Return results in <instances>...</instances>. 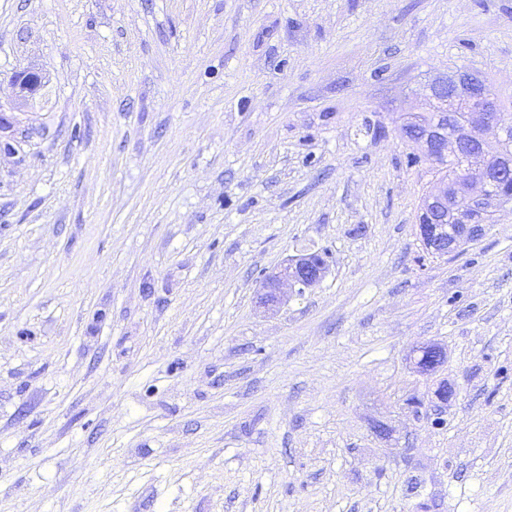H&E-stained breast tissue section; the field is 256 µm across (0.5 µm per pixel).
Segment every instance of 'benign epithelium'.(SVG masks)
<instances>
[{
	"mask_svg": "<svg viewBox=\"0 0 512 512\" xmlns=\"http://www.w3.org/2000/svg\"><path fill=\"white\" fill-rule=\"evenodd\" d=\"M42 76L37 70L18 73L12 79L18 94L31 96L39 89ZM430 98L446 106L444 121L421 128L407 125L405 137L418 144L421 154L438 165L450 155L467 160L483 154L485 132L490 128L501 132L505 124L485 84L471 75L439 78L430 87ZM512 181V159L499 160L493 166H481L463 177L448 195V185L434 184L420 209L418 232L424 249L432 255H447L461 250L483 235L484 225L473 223L472 214L488 208L487 190L493 181ZM458 222L455 232L448 233V211ZM327 266L314 254L288 260L277 271L266 276L258 294V303L275 306L281 302V285L288 282L300 289L314 288L325 278Z\"/></svg>",
	"mask_w": 512,
	"mask_h": 512,
	"instance_id": "7a95c632",
	"label": "benign epithelium"
}]
</instances>
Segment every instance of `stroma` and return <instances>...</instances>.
Here are the masks:
<instances>
[{
	"instance_id": "35a3bbf8",
	"label": "stroma",
	"mask_w": 512,
	"mask_h": 512,
	"mask_svg": "<svg viewBox=\"0 0 512 512\" xmlns=\"http://www.w3.org/2000/svg\"><path fill=\"white\" fill-rule=\"evenodd\" d=\"M460 72L512 0H0V512H512V210L426 253L402 133ZM327 266L314 254H304L288 260L278 271L268 274L261 285L258 303L263 306H275L281 302V285L288 282L298 288H314L325 278Z\"/></svg>"
}]
</instances>
